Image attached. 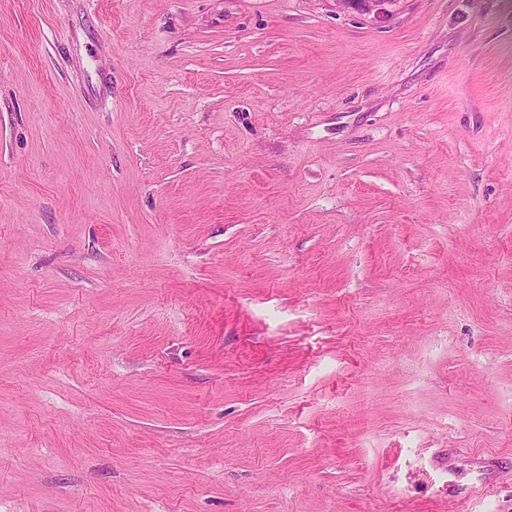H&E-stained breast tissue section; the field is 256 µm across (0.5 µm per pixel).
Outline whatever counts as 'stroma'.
I'll use <instances>...</instances> for the list:
<instances>
[{"label":"stroma","mask_w":512,"mask_h":512,"mask_svg":"<svg viewBox=\"0 0 512 512\" xmlns=\"http://www.w3.org/2000/svg\"><path fill=\"white\" fill-rule=\"evenodd\" d=\"M0 512H512V0H0ZM336 5L346 11L352 10L363 16H373L374 20L387 19L392 15L391 7L396 0H335Z\"/></svg>","instance_id":"1"}]
</instances>
